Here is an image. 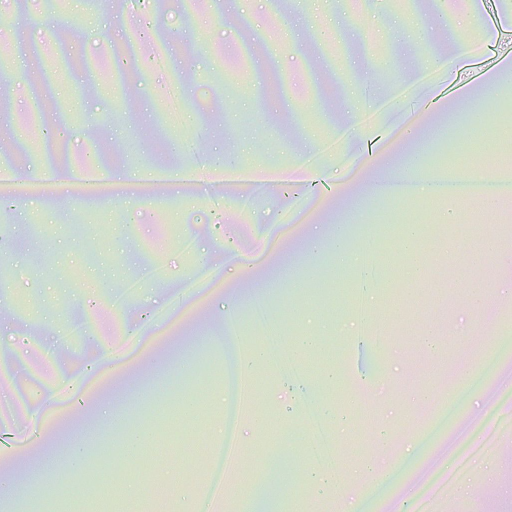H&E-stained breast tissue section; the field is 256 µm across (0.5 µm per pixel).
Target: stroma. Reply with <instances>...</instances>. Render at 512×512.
<instances>
[{"label": "stroma", "instance_id": "stroma-1", "mask_svg": "<svg viewBox=\"0 0 512 512\" xmlns=\"http://www.w3.org/2000/svg\"><path fill=\"white\" fill-rule=\"evenodd\" d=\"M490 10L501 18L493 52L478 38ZM122 12L128 26L113 28ZM0 19L35 52L21 65L0 44V107L12 111L0 167L31 191L16 199L0 181V198L14 201L0 210V241L29 237L0 262V387L14 390L0 403L12 449L0 457L1 491L27 487L26 512L62 502L144 512L162 487L174 491L166 512L190 491L198 512H345L359 500L365 512H397L408 496L425 512H512V470L491 457L512 431V395L499 390L512 377V265L501 260L512 216L488 218L474 194L396 192L465 165L512 191V81L466 71L453 84L430 66H455L462 50L471 62L511 52L512 0H0ZM159 44L165 69L152 58ZM136 46L137 71L103 88L96 59ZM396 85L389 109H371ZM479 111L488 118L478 124ZM164 140L183 157L177 175L206 170L210 181H147L88 202L74 187L43 192L28 173L37 157L59 180L85 167L149 174ZM257 161L264 177L214 180ZM299 168L325 174L332 191L293 183ZM218 237L226 252L214 250ZM446 242L461 248L443 254ZM342 246L356 256L343 268ZM204 270L208 285L183 291ZM258 303L286 345L313 319L343 323L341 336L295 357L324 386L340 495L312 492L308 419L292 413L273 364L254 369L246 414L224 380L236 336L265 345ZM110 352L122 366L69 407L55 365L74 378ZM352 412L357 430L333 429V416ZM227 416L241 475H226L219 498L204 456L224 447ZM464 431L483 447L455 480L438 476ZM373 462L386 477L367 489L360 474ZM129 484L142 488L136 500L122 494Z\"/></svg>", "mask_w": 512, "mask_h": 512}]
</instances>
